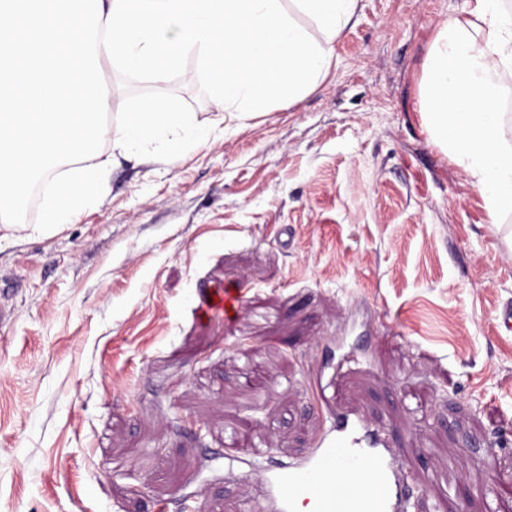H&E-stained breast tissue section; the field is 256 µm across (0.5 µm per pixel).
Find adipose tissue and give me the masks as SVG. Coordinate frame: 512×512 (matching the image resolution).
Wrapping results in <instances>:
<instances>
[{
  "label": "adipose tissue",
  "instance_id": "adipose-tissue-1",
  "mask_svg": "<svg viewBox=\"0 0 512 512\" xmlns=\"http://www.w3.org/2000/svg\"><path fill=\"white\" fill-rule=\"evenodd\" d=\"M512 73V12L502 0H470L436 34L420 88V112L482 196L490 215L512 210V143L502 135V77Z\"/></svg>",
  "mask_w": 512,
  "mask_h": 512
}]
</instances>
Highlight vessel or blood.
Returning a JSON list of instances; mask_svg holds the SVG:
<instances>
[{
    "instance_id": "obj_1",
    "label": "vessel or blood",
    "mask_w": 512,
    "mask_h": 512,
    "mask_svg": "<svg viewBox=\"0 0 512 512\" xmlns=\"http://www.w3.org/2000/svg\"><path fill=\"white\" fill-rule=\"evenodd\" d=\"M228 295L215 288L202 294L197 307L209 319L224 315ZM331 381L312 382L313 403L327 413L329 425L299 461L284 462L254 447L250 430L239 424L226 445L249 449L252 469L277 505V512H409L411 497L402 489L396 450L383 428L355 414L332 411Z\"/></svg>"
}]
</instances>
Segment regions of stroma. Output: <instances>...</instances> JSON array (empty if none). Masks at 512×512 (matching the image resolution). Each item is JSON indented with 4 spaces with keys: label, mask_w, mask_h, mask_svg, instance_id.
<instances>
[{
    "label": "stroma",
    "mask_w": 512,
    "mask_h": 512,
    "mask_svg": "<svg viewBox=\"0 0 512 512\" xmlns=\"http://www.w3.org/2000/svg\"><path fill=\"white\" fill-rule=\"evenodd\" d=\"M467 6L358 0L301 101L174 161H120L74 223L0 226V512H255L264 487L225 429L301 459L320 373L336 409L389 432L420 504L451 512L452 483L487 512L492 473L512 482V211L490 224L419 112L435 34ZM164 88L217 119L194 69ZM219 285L243 303L202 320ZM352 348L366 365L337 372Z\"/></svg>",
    "instance_id": "35a3bbf8"
}]
</instances>
